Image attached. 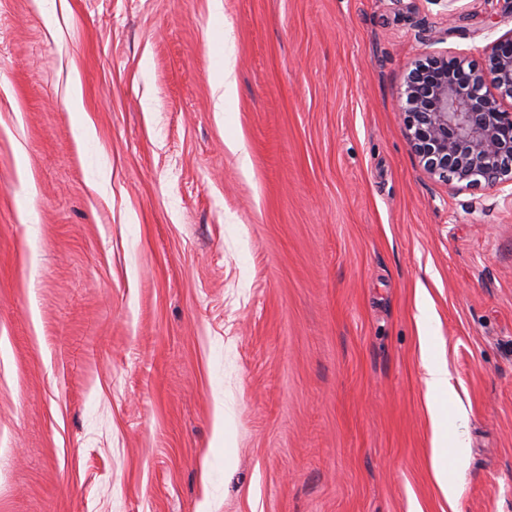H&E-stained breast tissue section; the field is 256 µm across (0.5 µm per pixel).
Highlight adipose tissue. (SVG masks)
<instances>
[{
    "mask_svg": "<svg viewBox=\"0 0 512 512\" xmlns=\"http://www.w3.org/2000/svg\"><path fill=\"white\" fill-rule=\"evenodd\" d=\"M420 364L426 386V406L432 423L433 470L436 482L448 501L456 506L458 493L448 480V368L433 356V338L427 329L419 331Z\"/></svg>",
    "mask_w": 512,
    "mask_h": 512,
    "instance_id": "1",
    "label": "adipose tissue"
}]
</instances>
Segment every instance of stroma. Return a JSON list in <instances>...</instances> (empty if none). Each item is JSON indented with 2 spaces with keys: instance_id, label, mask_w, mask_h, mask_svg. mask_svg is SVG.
<instances>
[{
  "instance_id": "35a3bbf8",
  "label": "stroma",
  "mask_w": 512,
  "mask_h": 512,
  "mask_svg": "<svg viewBox=\"0 0 512 512\" xmlns=\"http://www.w3.org/2000/svg\"><path fill=\"white\" fill-rule=\"evenodd\" d=\"M461 7L0 0V512H448L422 287L458 512H512V201L396 110L512 31ZM420 364L426 386V406L432 423L433 470L436 482L448 500V509L457 512L458 493L448 481V368L433 356V336L420 327Z\"/></svg>"
}]
</instances>
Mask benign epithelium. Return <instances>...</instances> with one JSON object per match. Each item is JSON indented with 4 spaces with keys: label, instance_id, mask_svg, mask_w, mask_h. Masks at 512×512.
<instances>
[{
    "label": "benign epithelium",
    "instance_id": "1",
    "mask_svg": "<svg viewBox=\"0 0 512 512\" xmlns=\"http://www.w3.org/2000/svg\"><path fill=\"white\" fill-rule=\"evenodd\" d=\"M462 54L412 64L399 96L409 145L423 171L466 188L512 186V31Z\"/></svg>",
    "mask_w": 512,
    "mask_h": 512
}]
</instances>
